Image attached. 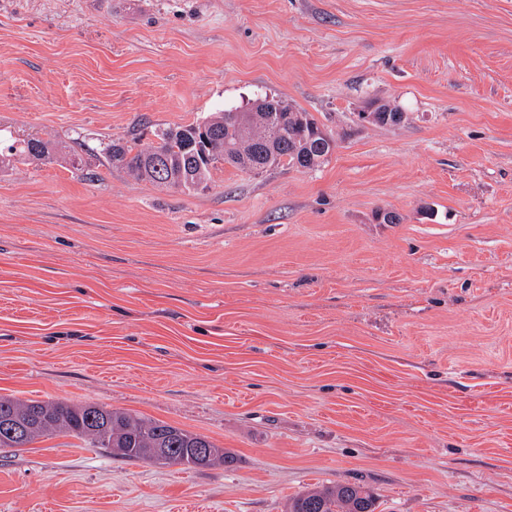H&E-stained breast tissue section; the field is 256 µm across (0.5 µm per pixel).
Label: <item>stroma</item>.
<instances>
[{"label":"stroma","mask_w":512,"mask_h":512,"mask_svg":"<svg viewBox=\"0 0 512 512\" xmlns=\"http://www.w3.org/2000/svg\"><path fill=\"white\" fill-rule=\"evenodd\" d=\"M274 97L316 169L130 178L113 140ZM399 106L394 126L361 122ZM0 396L209 437L201 469L0 448V512H512V0H0ZM395 211L399 223L375 214ZM7 153L4 154L2 150L0 152L1 171L2 168H8L13 160L51 161L56 158L58 147L54 141L31 137L13 141L7 146ZM373 494L362 485L336 483L307 491L292 500L288 512H374Z\"/></svg>","instance_id":"stroma-1"}]
</instances>
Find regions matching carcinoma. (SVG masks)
Instances as JSON below:
<instances>
[{
    "label": "carcinoma",
    "instance_id": "obj_1",
    "mask_svg": "<svg viewBox=\"0 0 512 512\" xmlns=\"http://www.w3.org/2000/svg\"><path fill=\"white\" fill-rule=\"evenodd\" d=\"M281 100H258L248 112H214L201 122L166 127L156 132L158 142L144 146L141 139L107 145L112 164L136 180L169 189L191 190L209 181L220 164L245 173H262L279 166L311 170L332 153L317 134V121L307 112ZM57 144L36 137L15 140L0 152V168L13 158L51 161ZM70 435L92 448L127 462H148L158 449L183 460L187 469L226 465L232 457L208 437L188 432L158 419L85 403L0 397V448H28L43 437ZM373 494L362 485L338 483L307 491L292 500L288 512H374Z\"/></svg>",
    "mask_w": 512,
    "mask_h": 512
}]
</instances>
